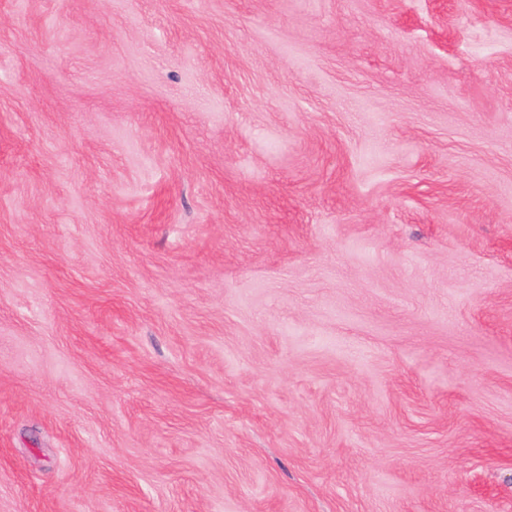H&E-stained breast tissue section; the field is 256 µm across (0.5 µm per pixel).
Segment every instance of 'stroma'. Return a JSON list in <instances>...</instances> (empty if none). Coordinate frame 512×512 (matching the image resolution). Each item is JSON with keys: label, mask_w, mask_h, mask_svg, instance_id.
Instances as JSON below:
<instances>
[{"label": "stroma", "mask_w": 512, "mask_h": 512, "mask_svg": "<svg viewBox=\"0 0 512 512\" xmlns=\"http://www.w3.org/2000/svg\"><path fill=\"white\" fill-rule=\"evenodd\" d=\"M0 512H512V0H0Z\"/></svg>", "instance_id": "obj_1"}]
</instances>
